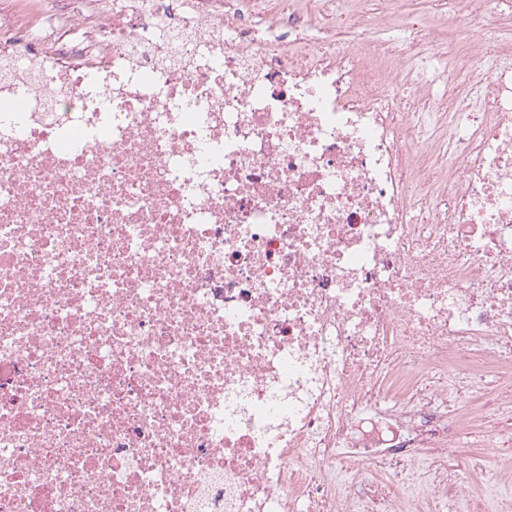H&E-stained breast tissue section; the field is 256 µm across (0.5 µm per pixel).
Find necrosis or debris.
<instances>
[{
  "instance_id": "1",
  "label": "necrosis or debris",
  "mask_w": 512,
  "mask_h": 512,
  "mask_svg": "<svg viewBox=\"0 0 512 512\" xmlns=\"http://www.w3.org/2000/svg\"><path fill=\"white\" fill-rule=\"evenodd\" d=\"M89 2L0 0V512H424L512 402V14Z\"/></svg>"
}]
</instances>
